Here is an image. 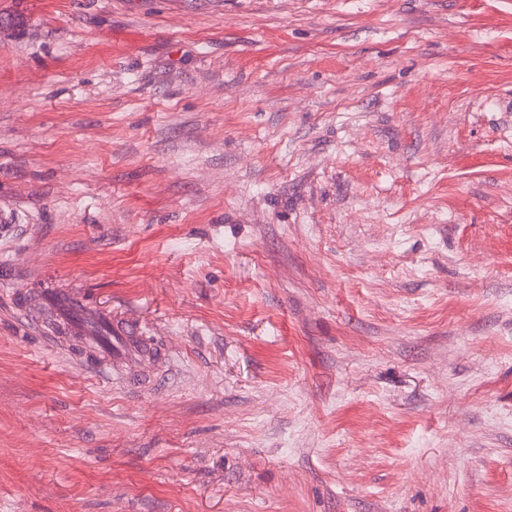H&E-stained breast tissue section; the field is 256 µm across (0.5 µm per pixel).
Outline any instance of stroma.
<instances>
[{"label": "stroma", "mask_w": 512, "mask_h": 512, "mask_svg": "<svg viewBox=\"0 0 512 512\" xmlns=\"http://www.w3.org/2000/svg\"><path fill=\"white\" fill-rule=\"evenodd\" d=\"M0 512H512V0H0ZM169 346L106 383L14 292Z\"/></svg>", "instance_id": "stroma-1"}]
</instances>
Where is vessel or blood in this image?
Masks as SVG:
<instances>
[{"mask_svg":"<svg viewBox=\"0 0 512 512\" xmlns=\"http://www.w3.org/2000/svg\"><path fill=\"white\" fill-rule=\"evenodd\" d=\"M28 324L50 342L65 344L84 366L108 374L127 389H152L168 370L166 347L138 323L107 315L78 294L60 288L14 296Z\"/></svg>","mask_w":512,"mask_h":512,"instance_id":"obj_1","label":"vessel or blood"}]
</instances>
